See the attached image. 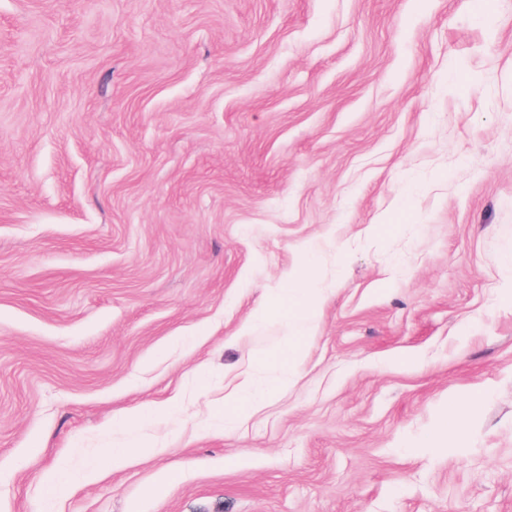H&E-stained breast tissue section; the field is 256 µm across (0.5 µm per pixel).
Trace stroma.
Returning a JSON list of instances; mask_svg holds the SVG:
<instances>
[{"instance_id": "obj_1", "label": "stroma", "mask_w": 512, "mask_h": 512, "mask_svg": "<svg viewBox=\"0 0 512 512\" xmlns=\"http://www.w3.org/2000/svg\"><path fill=\"white\" fill-rule=\"evenodd\" d=\"M0 512H512V6L0 0ZM313 270L304 268L299 273L289 276L286 288H281L279 295L258 314V319L269 318L279 314L281 306L288 304L289 318L298 323L312 320L316 316L317 303L313 294ZM159 452L144 436H139L133 442L120 445L112 450V469L122 467L132 454L154 455Z\"/></svg>"}]
</instances>
